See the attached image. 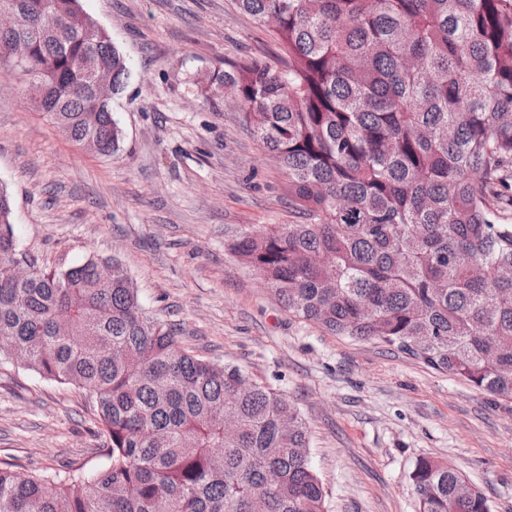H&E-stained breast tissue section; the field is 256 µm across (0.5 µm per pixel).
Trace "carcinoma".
I'll return each mask as SVG.
<instances>
[{"mask_svg":"<svg viewBox=\"0 0 512 512\" xmlns=\"http://www.w3.org/2000/svg\"><path fill=\"white\" fill-rule=\"evenodd\" d=\"M32 28L20 72L39 110L105 156L123 132L79 78L91 56L130 76L79 0H15ZM272 14L285 58L210 78L232 87L302 224L244 227L231 248L296 316L376 339L512 402V0H236ZM0 187V364L72 386L95 407L106 464L36 474L0 463V512H326L306 422L285 395L178 343L123 265L48 271L21 252ZM331 253L336 268L320 263ZM27 263L24 280L12 273ZM418 512H491L453 467L421 459Z\"/></svg>","mask_w":512,"mask_h":512,"instance_id":"obj_1","label":"carcinoma"}]
</instances>
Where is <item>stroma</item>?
<instances>
[{
	"mask_svg": "<svg viewBox=\"0 0 512 512\" xmlns=\"http://www.w3.org/2000/svg\"><path fill=\"white\" fill-rule=\"evenodd\" d=\"M126 56L112 100L117 152L62 136L0 61V185L21 251L49 270L117 257L144 308L182 345L285 394L309 428L327 512H417L409 475L451 464L512 512V403L376 341L284 310L229 250L243 226L298 224L283 176L236 99L208 87L226 64L282 51L236 0H81ZM93 407L75 388L0 366V461L99 467Z\"/></svg>",
	"mask_w": 512,
	"mask_h": 512,
	"instance_id": "stroma-1",
	"label": "stroma"
}]
</instances>
